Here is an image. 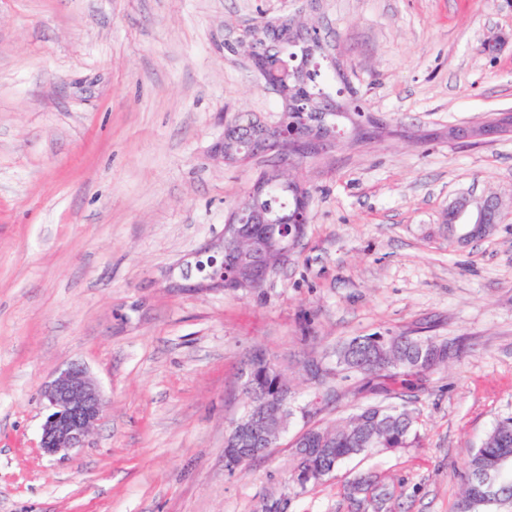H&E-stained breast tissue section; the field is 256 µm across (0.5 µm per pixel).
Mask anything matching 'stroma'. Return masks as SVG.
I'll return each mask as SVG.
<instances>
[{
	"mask_svg": "<svg viewBox=\"0 0 512 512\" xmlns=\"http://www.w3.org/2000/svg\"><path fill=\"white\" fill-rule=\"evenodd\" d=\"M262 16L317 26L385 133L298 167L309 224L265 288L181 291L171 278L269 166L212 153L234 113L280 116L224 50ZM510 111L512 0H0V512H360L365 476L391 491L383 512H458L472 453L512 417V135L446 132ZM463 194L503 211L467 245L443 222ZM373 333L463 350L370 392L335 352ZM258 350L296 414L231 473ZM72 362L106 408L85 448L49 456L40 391ZM376 403L411 409L420 447L289 482L304 431Z\"/></svg>",
	"mask_w": 512,
	"mask_h": 512,
	"instance_id": "1",
	"label": "stroma"
}]
</instances>
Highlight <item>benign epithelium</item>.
Segmentation results:
<instances>
[{
	"label": "benign epithelium",
	"instance_id": "1",
	"mask_svg": "<svg viewBox=\"0 0 512 512\" xmlns=\"http://www.w3.org/2000/svg\"><path fill=\"white\" fill-rule=\"evenodd\" d=\"M257 70L264 87L277 94L283 101V111H288L293 100L285 96L279 80L260 63L257 64ZM505 130H512V114L509 112L503 113L500 120L494 123L453 128L448 132V139H484ZM258 131L266 152L274 155L276 163L253 184L249 191L251 197L262 194L271 185H286L283 175L297 167V162L335 146L336 140L344 135V130L336 124L313 130L299 124H290L283 117L275 124L262 123ZM251 148L253 143L247 142L243 136L234 139L228 148L222 141L217 143L213 154L227 162H238L251 155ZM448 210L451 215L448 232L457 235V241L461 244L486 236L502 221L501 203L494 195L481 196L476 203L473 202V196L462 195L449 205ZM256 220L257 213L251 206L236 209L228 218L227 228L231 230L230 241L237 268L248 269L249 277L243 279L235 273L228 277L227 285L221 284L219 289L259 290L270 277L288 265L295 253L296 241L299 240L297 228L308 223V207L300 209L290 224L282 227L279 233L259 243L243 232L245 225L253 224ZM242 241L250 244L249 252L243 253L238 249ZM246 394L247 412L232 423L230 444L236 445L247 436L251 439L252 447L233 449L234 462L238 465L249 463L273 447L294 415L292 390L286 380H279L273 397L263 401L260 406L253 404L251 388H246ZM41 398L49 414L42 425L40 448L49 456H65L84 447L106 407L99 386L88 369L79 363H71L60 369L43 386Z\"/></svg>",
	"mask_w": 512,
	"mask_h": 512
}]
</instances>
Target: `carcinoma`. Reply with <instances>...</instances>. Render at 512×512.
Wrapping results in <instances>:
<instances>
[{"instance_id":"obj_1","label":"carcinoma","mask_w":512,"mask_h":512,"mask_svg":"<svg viewBox=\"0 0 512 512\" xmlns=\"http://www.w3.org/2000/svg\"><path fill=\"white\" fill-rule=\"evenodd\" d=\"M224 51L240 52L249 60L261 59L276 70H298L301 82L294 86L293 96L300 101L299 110L310 104L330 99L342 104L355 118L365 122L369 116L357 92L340 73L341 66L331 70L316 66L307 59L303 45L288 38V20L282 27H273V20L262 18L248 28L242 40L224 42ZM293 188L274 187L258 201L267 210L269 220L278 223L290 214L298 194L311 196L310 190L295 175H290ZM221 271V262L206 256L194 265L198 278ZM448 359V343L435 337L400 334V342L380 345L373 336H356L336 349V367L364 377H384L411 385L412 377L423 375ZM276 376L259 368L252 380L253 392L263 396ZM415 418L405 407L367 405L346 422L331 428L313 429L302 436L324 452L307 458L312 467L324 471L337 468L343 461L366 455L377 448L413 447L418 443ZM492 471L497 474V487L490 491L481 477ZM464 500L472 502L474 512H512V417L498 422L483 445L473 454L466 476Z\"/></svg>"}]
</instances>
